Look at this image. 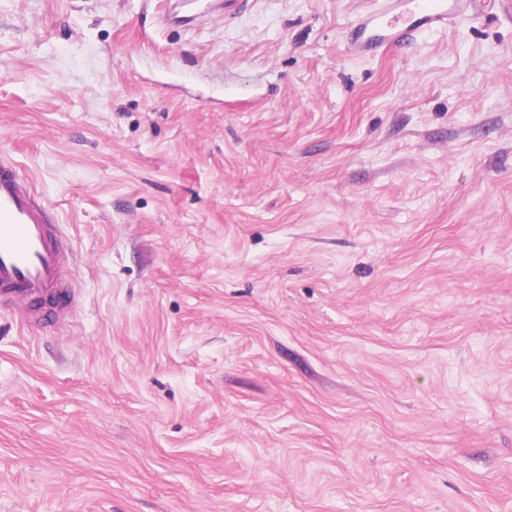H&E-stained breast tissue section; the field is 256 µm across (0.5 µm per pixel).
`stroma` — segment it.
I'll return each mask as SVG.
<instances>
[{
	"label": "stroma",
	"instance_id": "35a3bbf8",
	"mask_svg": "<svg viewBox=\"0 0 512 512\" xmlns=\"http://www.w3.org/2000/svg\"><path fill=\"white\" fill-rule=\"evenodd\" d=\"M504 2L0 0L74 294L0 306V512H512ZM377 11L362 16L355 31L356 49L367 54L398 45L414 33L448 28L479 15L481 0H416L414 9L400 11L402 0H385ZM401 23V24H399Z\"/></svg>",
	"mask_w": 512,
	"mask_h": 512
}]
</instances>
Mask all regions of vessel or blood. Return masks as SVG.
<instances>
[{"label": "vessel or blood", "instance_id": "obj_1", "mask_svg": "<svg viewBox=\"0 0 512 512\" xmlns=\"http://www.w3.org/2000/svg\"><path fill=\"white\" fill-rule=\"evenodd\" d=\"M481 0H383L362 16L355 46L367 54L399 44L415 33L445 28L479 14ZM59 225L21 179L14 165L0 162V303H10L31 323L64 322L72 316L71 288L64 269L68 253Z\"/></svg>", "mask_w": 512, "mask_h": 512}]
</instances>
